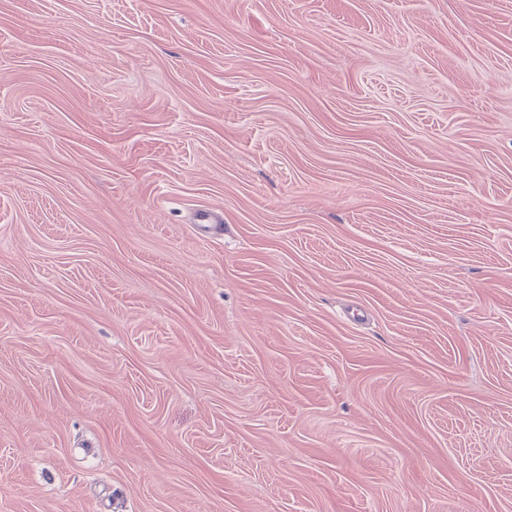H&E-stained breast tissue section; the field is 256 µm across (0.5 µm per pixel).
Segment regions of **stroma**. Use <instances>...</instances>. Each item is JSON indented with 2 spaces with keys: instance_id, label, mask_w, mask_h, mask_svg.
<instances>
[{
  "instance_id": "1",
  "label": "stroma",
  "mask_w": 512,
  "mask_h": 512,
  "mask_svg": "<svg viewBox=\"0 0 512 512\" xmlns=\"http://www.w3.org/2000/svg\"><path fill=\"white\" fill-rule=\"evenodd\" d=\"M0 512H512V0H0Z\"/></svg>"
}]
</instances>
